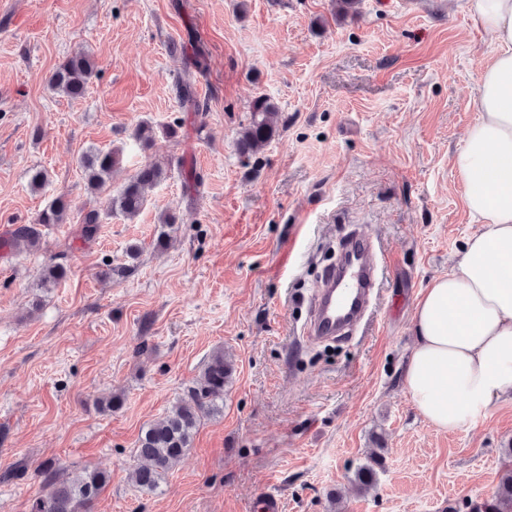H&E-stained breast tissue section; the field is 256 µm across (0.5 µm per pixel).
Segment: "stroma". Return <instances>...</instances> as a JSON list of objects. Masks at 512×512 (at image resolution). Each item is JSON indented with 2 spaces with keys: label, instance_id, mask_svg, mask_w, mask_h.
Here are the masks:
<instances>
[{
  "label": "stroma",
  "instance_id": "35a3bbf8",
  "mask_svg": "<svg viewBox=\"0 0 512 512\" xmlns=\"http://www.w3.org/2000/svg\"><path fill=\"white\" fill-rule=\"evenodd\" d=\"M81 49L97 76L71 100L48 80ZM497 50L466 0H359L345 15L336 0H0V226L58 196L102 215L91 241L74 215L39 249H0V512H31L58 466L109 473L91 512H254L267 493L281 512H468L488 498L512 463V401L444 433L404 365L422 288L479 230L452 157ZM184 80L206 111L182 106ZM261 95L280 130L244 158L236 134ZM143 120L181 128L144 150ZM92 147L123 148L116 190L145 162L165 169L137 218L89 194L78 159ZM37 166L51 173L40 193ZM354 229L390 264L385 300L352 335L310 342L322 257ZM61 259L68 277L40 287ZM218 349L235 365L223 412L158 490L136 488L141 429ZM115 394L122 407L100 411ZM373 455L365 492L353 473Z\"/></svg>",
  "mask_w": 512,
  "mask_h": 512
}]
</instances>
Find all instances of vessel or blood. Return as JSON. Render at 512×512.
I'll use <instances>...</instances> for the list:
<instances>
[{
    "label": "vessel or blood",
    "instance_id": "obj_1",
    "mask_svg": "<svg viewBox=\"0 0 512 512\" xmlns=\"http://www.w3.org/2000/svg\"><path fill=\"white\" fill-rule=\"evenodd\" d=\"M346 249L349 262L328 272L314 295L304 335L321 341L360 323L379 297L385 259L369 238L353 235Z\"/></svg>",
    "mask_w": 512,
    "mask_h": 512
}]
</instances>
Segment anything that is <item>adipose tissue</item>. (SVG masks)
<instances>
[{
	"label": "adipose tissue",
	"mask_w": 512,
	"mask_h": 512,
	"mask_svg": "<svg viewBox=\"0 0 512 512\" xmlns=\"http://www.w3.org/2000/svg\"><path fill=\"white\" fill-rule=\"evenodd\" d=\"M499 45L478 78L481 116L454 166L481 232L455 267L423 288L413 314L407 394L422 418L453 432L475 424L494 401L512 398V0H468Z\"/></svg>",
	"instance_id": "obj_1"
}]
</instances>
